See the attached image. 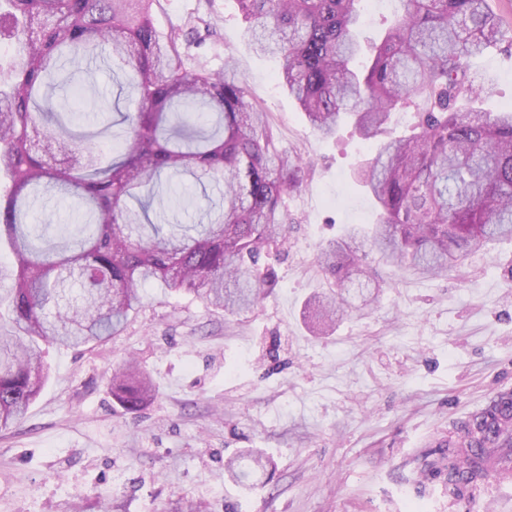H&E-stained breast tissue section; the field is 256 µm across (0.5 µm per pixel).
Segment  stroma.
Wrapping results in <instances>:
<instances>
[{
  "label": "stroma",
  "instance_id": "obj_1",
  "mask_svg": "<svg viewBox=\"0 0 512 512\" xmlns=\"http://www.w3.org/2000/svg\"><path fill=\"white\" fill-rule=\"evenodd\" d=\"M160 33L186 37V68L232 64L267 112L280 149L309 160L286 206L292 222L276 285L252 312L230 316L160 287L124 330L90 348H49L50 377L26 417L0 431V512H512V486L450 503L441 480L420 482L434 442L512 389V242L426 278L368 258L384 284L378 300L327 336L312 335L305 303L329 283L321 243L375 218L355 174L369 145L351 125L320 137L256 55L236 0H159ZM470 72L497 93L487 111L512 105V57L498 50ZM62 87L56 111L78 131L95 115L136 103L118 66H84ZM157 224H197L224 188L190 175L162 178ZM154 379L155 402L126 414L109 392L122 360ZM260 451L269 465L251 488L231 481L227 460Z\"/></svg>",
  "mask_w": 512,
  "mask_h": 512
}]
</instances>
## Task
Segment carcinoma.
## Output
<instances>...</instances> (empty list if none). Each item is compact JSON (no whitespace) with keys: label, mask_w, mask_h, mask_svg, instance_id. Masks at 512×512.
<instances>
[{"label":"carcinoma","mask_w":512,"mask_h":512,"mask_svg":"<svg viewBox=\"0 0 512 512\" xmlns=\"http://www.w3.org/2000/svg\"><path fill=\"white\" fill-rule=\"evenodd\" d=\"M156 0H0V431L23 419L49 377L39 343L79 348L118 335L157 282L229 314L253 309L274 287L273 262L286 240L284 196L302 185L309 163L275 145L266 113L246 83L185 67L179 35L161 36ZM253 48L279 61L278 78L324 138L349 123L371 152L360 184L376 205L375 223L322 245L331 294L314 298L315 329L336 323L354 303L368 306L381 283L366 263L373 252L396 267L434 277L489 244L512 239V109L486 112L493 85L468 62L490 47L512 53L488 0H407L356 67L361 0H236ZM110 60L127 67L133 112L105 119L100 133L124 126L116 158L81 146L49 99L40 95L64 63ZM412 109L410 134L387 135L392 114ZM78 158L53 166L52 147ZM224 183V207L206 224H155L149 209L161 173ZM50 192L72 198L77 232L28 222ZM134 200L139 209L128 206ZM80 285L70 296L66 285ZM156 388L137 363L112 375V399L127 412L148 405ZM424 474L450 485L481 475L476 449L512 448V390L474 412ZM264 468L231 461L238 484Z\"/></svg>","instance_id":"carcinoma-1"}]
</instances>
